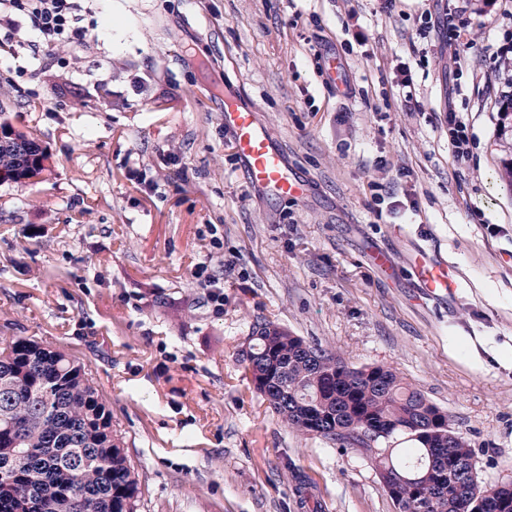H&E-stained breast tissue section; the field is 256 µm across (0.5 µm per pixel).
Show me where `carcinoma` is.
<instances>
[{"instance_id": "1", "label": "carcinoma", "mask_w": 512, "mask_h": 512, "mask_svg": "<svg viewBox=\"0 0 512 512\" xmlns=\"http://www.w3.org/2000/svg\"><path fill=\"white\" fill-rule=\"evenodd\" d=\"M49 156L0 148V183ZM240 363L289 428L362 448L398 512H512V486L469 474L471 442L448 413L392 369L347 363L271 321L255 323ZM134 467L85 366L34 339L0 340V512H136Z\"/></svg>"}]
</instances>
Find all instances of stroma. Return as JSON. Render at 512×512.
<instances>
[{"instance_id":"obj_1","label":"stroma","mask_w":512,"mask_h":512,"mask_svg":"<svg viewBox=\"0 0 512 512\" xmlns=\"http://www.w3.org/2000/svg\"><path fill=\"white\" fill-rule=\"evenodd\" d=\"M86 5L100 26L58 63L0 51V122L50 156L0 185V336L85 364L137 512H396L363 449L256 393L238 357L264 320L395 369L470 439L481 485L512 484V0ZM452 7L469 53L420 31ZM228 95L310 177L307 202L247 186ZM418 252L461 271L451 301L417 288ZM199 266L223 276V313ZM448 139L457 158L464 159L469 156L470 139L467 125L454 111L448 114Z\"/></svg>"}]
</instances>
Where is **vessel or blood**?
<instances>
[{
  "mask_svg": "<svg viewBox=\"0 0 512 512\" xmlns=\"http://www.w3.org/2000/svg\"><path fill=\"white\" fill-rule=\"evenodd\" d=\"M224 127L233 136L234 148L245 171L249 185L259 191L304 201L310 183L290 169L283 151L255 112L239 108L232 99H225L222 113ZM414 277L427 294L453 296L459 286L454 270L447 262L423 259L414 266Z\"/></svg>",
  "mask_w": 512,
  "mask_h": 512,
  "instance_id": "obj_1",
  "label": "vessel or blood"
}]
</instances>
